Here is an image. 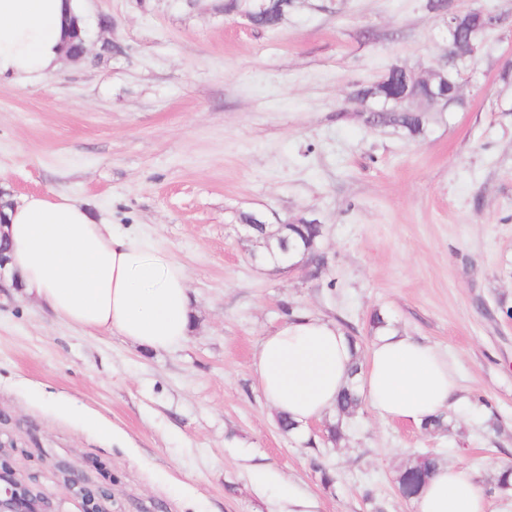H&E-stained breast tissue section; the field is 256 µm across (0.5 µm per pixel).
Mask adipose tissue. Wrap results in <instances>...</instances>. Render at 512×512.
Instances as JSON below:
<instances>
[{
    "label": "adipose tissue",
    "mask_w": 512,
    "mask_h": 512,
    "mask_svg": "<svg viewBox=\"0 0 512 512\" xmlns=\"http://www.w3.org/2000/svg\"><path fill=\"white\" fill-rule=\"evenodd\" d=\"M78 0H0V80L36 82L57 70ZM0 234L23 294L57 319L116 332L163 351L191 328L184 267L155 240L95 218L68 198L26 195L6 208ZM355 343L335 322L302 312L267 332L252 368L272 411L299 425L333 411L350 382ZM454 363L412 337L382 331L370 347L359 393L376 415L415 426L449 408ZM414 512H492L471 468L439 467L412 500Z\"/></svg>",
    "instance_id": "ef3b65f1"
}]
</instances>
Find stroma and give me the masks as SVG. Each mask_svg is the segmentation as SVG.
Here are the masks:
<instances>
[{
  "label": "stroma",
  "instance_id": "obj_1",
  "mask_svg": "<svg viewBox=\"0 0 512 512\" xmlns=\"http://www.w3.org/2000/svg\"><path fill=\"white\" fill-rule=\"evenodd\" d=\"M87 53L39 83L0 84V193L65 196L150 234L189 274L187 340L146 351L0 292V438L56 512L68 482L112 512H412L395 477L420 454L472 468L497 507L512 487V0H449L497 26L457 62L460 97L422 138L365 124L359 89L395 66L448 63L429 0H296L277 29L224 0H79ZM323 226L322 270L253 262L243 213ZM335 321L367 352L387 325L459 372L448 430L361 407L282 434L252 371L284 307Z\"/></svg>",
  "mask_w": 512,
  "mask_h": 512
}]
</instances>
